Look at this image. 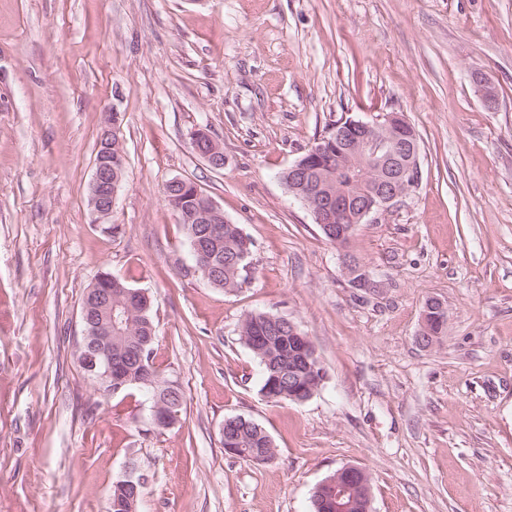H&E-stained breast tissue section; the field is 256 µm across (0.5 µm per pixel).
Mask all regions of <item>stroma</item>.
Returning a JSON list of instances; mask_svg holds the SVG:
<instances>
[{"label": "stroma", "instance_id": "obj_1", "mask_svg": "<svg viewBox=\"0 0 512 512\" xmlns=\"http://www.w3.org/2000/svg\"><path fill=\"white\" fill-rule=\"evenodd\" d=\"M391 112L417 133L419 185L341 248L281 175L337 120ZM112 113L113 234L88 208ZM175 177L251 240L240 288L195 273ZM347 251L374 287L350 284ZM103 273L150 298L154 363L184 395L167 429L80 364ZM430 298L448 331L425 347ZM259 312L313 341L309 400L263 396L239 339ZM236 415L272 461L225 452ZM349 464L373 512H512V0H0V512H108L129 477L138 512H312Z\"/></svg>", "mask_w": 512, "mask_h": 512}]
</instances>
